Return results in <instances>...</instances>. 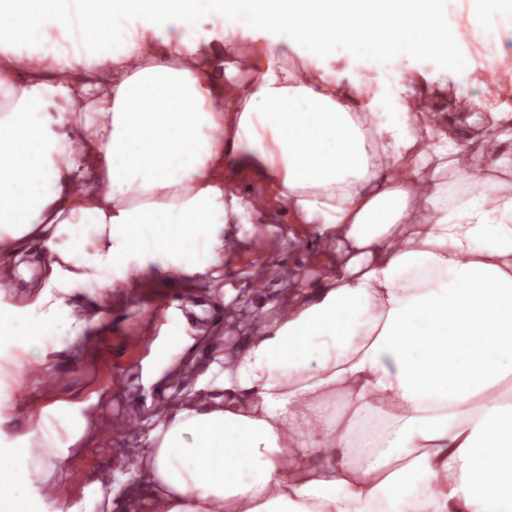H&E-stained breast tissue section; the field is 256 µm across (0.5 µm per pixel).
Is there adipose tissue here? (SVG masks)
<instances>
[{
	"mask_svg": "<svg viewBox=\"0 0 512 512\" xmlns=\"http://www.w3.org/2000/svg\"><path fill=\"white\" fill-rule=\"evenodd\" d=\"M467 5V37L435 0H394L379 17L372 0H342L300 23L248 7V28L300 31L305 62L292 68L270 42L244 43L233 62L203 52L189 0H41L34 28L78 12L91 38L0 49V268L44 243L37 304L70 342L88 323L67 297L96 269L116 274L104 288L136 287L123 246L145 225L166 228L153 275L180 269L189 224L207 228L195 273L215 269L225 242L212 225L254 208L240 173L336 246L332 272L226 360L213 403L151 430L167 512H512V104L490 98L512 75V12ZM116 13L128 25L108 47ZM339 49L373 86L308 76ZM405 56L458 84L446 113L417 97ZM243 63L248 79L226 87ZM463 124L474 132L462 145ZM334 394L338 420L321 411ZM86 408H42L18 473L57 476Z\"/></svg>",
	"mask_w": 512,
	"mask_h": 512,
	"instance_id": "ef3b65f1",
	"label": "adipose tissue"
}]
</instances>
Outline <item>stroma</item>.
<instances>
[{"label": "stroma", "mask_w": 512, "mask_h": 512, "mask_svg": "<svg viewBox=\"0 0 512 512\" xmlns=\"http://www.w3.org/2000/svg\"><path fill=\"white\" fill-rule=\"evenodd\" d=\"M199 45L203 51L232 55L243 42L274 40L269 31H251L232 22L216 28L211 13H197ZM242 194L261 197L246 223L223 227L224 237L238 247L224 255L217 277L181 271L169 280L144 276L140 287L116 288L110 299L95 305L93 272L81 286L79 308L95 323L79 349L50 353V373L56 386L50 398L88 402L91 437L69 459L76 471L66 479L58 498L45 496L48 482L30 475L21 486L30 512H154L150 501L149 469L145 460H124L128 447L142 448L145 436L124 432L121 423L134 417L153 428L160 411L181 406L195 393L200 378L218 357L232 358L245 346L255 316L273 320L281 301L299 284L318 282L328 275L334 251L307 224L291 223L272 186L256 184L249 175L238 177ZM49 252L36 245L27 266L30 278L13 275L10 287L0 288V322L21 323L32 331H56L43 310L32 308ZM178 295L182 326L178 343L160 346L157 312L170 295ZM162 367L160 380L148 378L149 366ZM31 368L16 370L0 359V392L23 394L8 424L0 426V454L25 445L33 420L45 405L31 382Z\"/></svg>", "instance_id": "35a3bbf8"}]
</instances>
